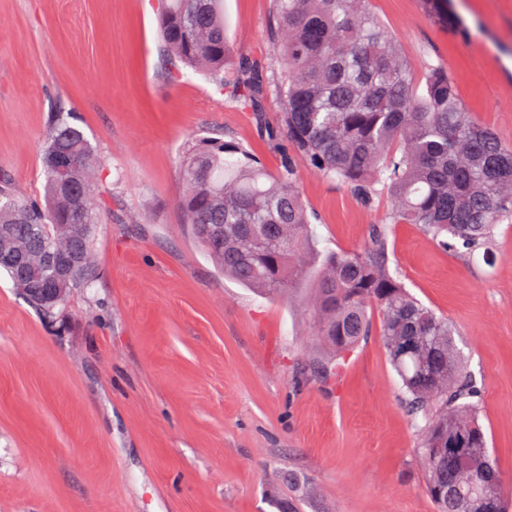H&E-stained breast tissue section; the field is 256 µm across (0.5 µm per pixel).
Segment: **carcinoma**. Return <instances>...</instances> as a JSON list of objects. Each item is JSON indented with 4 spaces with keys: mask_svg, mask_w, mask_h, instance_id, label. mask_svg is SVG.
<instances>
[{
    "mask_svg": "<svg viewBox=\"0 0 512 512\" xmlns=\"http://www.w3.org/2000/svg\"><path fill=\"white\" fill-rule=\"evenodd\" d=\"M428 17L462 31L448 0H421ZM159 38L169 56L201 71L227 99L252 113L273 146L283 149L269 172L244 146L202 138L179 157L184 223L225 275L268 297L311 282L317 336L333 356L317 361L337 373L343 356L381 313L379 336L407 394L421 435L415 454L437 512H509L499 471L478 421L474 380L448 319L413 297L389 271L384 230L371 229L358 250L330 253L310 269L313 234L298 185L304 167L339 183L362 203L383 195L393 224H418L441 247L493 262L499 224H512V147L465 112L448 71L401 51L371 0H272L277 26L264 54H237L226 37L223 0H161ZM280 104L277 126L264 104ZM69 159L75 173L54 160ZM100 167L82 130L55 116L43 152L45 204L35 206L0 174V225H15L17 242L0 253V270L21 290L54 281V269L29 263L27 249L81 255L53 299L30 300L50 313L74 288L94 279L92 240L101 222L95 198ZM84 185L74 199L71 182ZM201 224L224 225V239Z\"/></svg>",
    "mask_w": 512,
    "mask_h": 512,
    "instance_id": "carcinoma-1",
    "label": "carcinoma"
}]
</instances>
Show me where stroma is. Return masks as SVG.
Wrapping results in <instances>:
<instances>
[{"label":"stroma","instance_id":"obj_1","mask_svg":"<svg viewBox=\"0 0 512 512\" xmlns=\"http://www.w3.org/2000/svg\"><path fill=\"white\" fill-rule=\"evenodd\" d=\"M156 0H0V172L42 202V151L60 112L102 160L109 201L97 278L53 313L0 270V512H436L420 433L377 333L340 377L299 292L268 298L220 274L177 206L178 156L232 137L277 171L252 115L203 76L168 78ZM411 59L448 72L470 116L512 146V0H452L464 30L420 0H372ZM229 42L260 55L271 0H224ZM318 254L384 226L390 269L455 329L479 422L512 500V224L494 265L386 223L338 183L300 170ZM449 0H421L428 17L442 24L451 32L463 30L461 21L448 9Z\"/></svg>","mask_w":512,"mask_h":512}]
</instances>
